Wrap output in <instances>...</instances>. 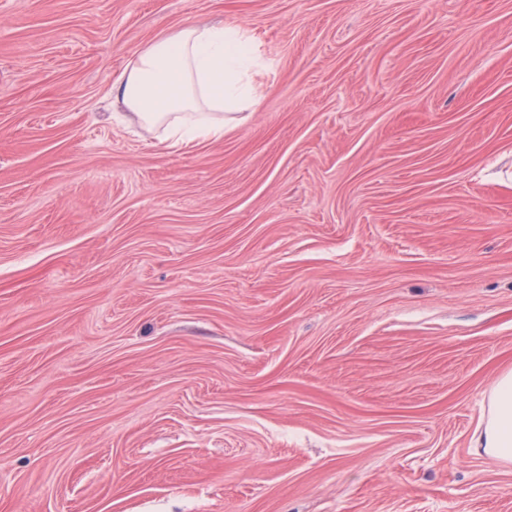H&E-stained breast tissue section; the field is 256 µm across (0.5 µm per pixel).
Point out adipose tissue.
I'll return each mask as SVG.
<instances>
[{"instance_id": "adipose-tissue-1", "label": "adipose tissue", "mask_w": 512, "mask_h": 512, "mask_svg": "<svg viewBox=\"0 0 512 512\" xmlns=\"http://www.w3.org/2000/svg\"><path fill=\"white\" fill-rule=\"evenodd\" d=\"M256 47L237 25L196 23L163 35L126 65L114 99L155 130L160 142L188 146L224 136V115L258 102L248 74ZM489 411L472 445L487 457L512 462V371L488 391Z\"/></svg>"}]
</instances>
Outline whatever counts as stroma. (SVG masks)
<instances>
[{"mask_svg":"<svg viewBox=\"0 0 512 512\" xmlns=\"http://www.w3.org/2000/svg\"><path fill=\"white\" fill-rule=\"evenodd\" d=\"M198 22L259 103L110 95ZM512 0H0V512H512ZM256 47L238 25L196 23L163 35L133 57L113 86L114 99L155 130L168 147L224 136V111L258 102L245 79ZM488 399V415L472 438L473 448L497 461L512 462V371L497 378Z\"/></svg>","mask_w":512,"mask_h":512,"instance_id":"stroma-1","label":"stroma"}]
</instances>
